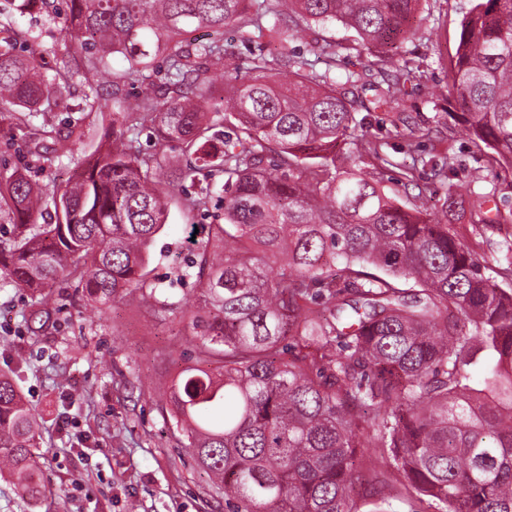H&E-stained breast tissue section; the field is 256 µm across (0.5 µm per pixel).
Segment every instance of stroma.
<instances>
[{"mask_svg":"<svg viewBox=\"0 0 512 512\" xmlns=\"http://www.w3.org/2000/svg\"><path fill=\"white\" fill-rule=\"evenodd\" d=\"M472 0H423L415 35L403 42V57L422 61L424 74L408 83L400 111L367 113L359 129L382 141L390 160L374 169L368 157L341 146L347 167L374 172L384 190L406 207L430 211L445 189L430 168L413 167L404 135L423 133L419 151L448 153L466 170L454 181L458 195H493L501 211L512 210V172L491 168L451 114L458 111L448 91V63L455 54L460 22ZM44 57L62 45L65 18L39 10L19 17ZM336 50L337 76L363 71L375 59L353 31L341 25L321 30ZM26 170L46 189L64 185L75 165L62 158L39 169L19 131L0 132V164ZM415 185L404 186L405 170ZM217 209L195 215L171 205L167 224L151 248L149 276L174 293L193 294L194 284L170 285L173 268L192 248L190 223L211 224ZM60 310L45 331L28 320L31 297L0 283V370L16 382L39 418L41 466L47 493L38 512H224L208 474L197 467L184 438L165 412L172 378L190 363L179 336L187 329L180 314L155 316L137 295L106 305L60 284Z\"/></svg>","mask_w":512,"mask_h":512,"instance_id":"35a3bbf8","label":"stroma"}]
</instances>
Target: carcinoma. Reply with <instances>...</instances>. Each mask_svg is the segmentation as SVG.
Listing matches in <instances>:
<instances>
[{"label":"carcinoma","instance_id":"1","mask_svg":"<svg viewBox=\"0 0 512 512\" xmlns=\"http://www.w3.org/2000/svg\"><path fill=\"white\" fill-rule=\"evenodd\" d=\"M30 2L0 11V126L25 131L41 169L88 138L83 121L60 127L55 113L100 112V68L110 57L125 63L111 83L112 132L65 186L48 192L0 169V221L12 225L0 239V280L32 295L30 320L45 328L63 281L103 304L138 293L156 315H188L194 364L173 381L168 414L225 512H363L368 503L393 512L407 492L434 512H512V287L500 286L512 284V240L486 236L512 212L488 194L450 192L436 212L407 208L336 152L348 141L376 167L389 163L356 135L365 104L355 90L371 86L379 105L400 106L413 69L397 43L412 35L421 0H41L67 22L51 74L15 25ZM333 23L378 49L342 85L334 57L320 72L290 43L309 30L325 53L319 30ZM227 27L277 44V58L242 67L224 46ZM199 29L218 38H190ZM77 77L87 87L79 95ZM448 79L455 120L512 169V0H474ZM128 85L140 89L132 100ZM143 129L179 141L186 162L142 151ZM173 201L188 215L224 211L173 271V283L194 280L195 311L145 271ZM450 212L506 264L488 266L448 234ZM38 427L0 371V477L30 512L46 493ZM361 448L379 449L398 478H380Z\"/></svg>","mask_w":512,"mask_h":512}]
</instances>
